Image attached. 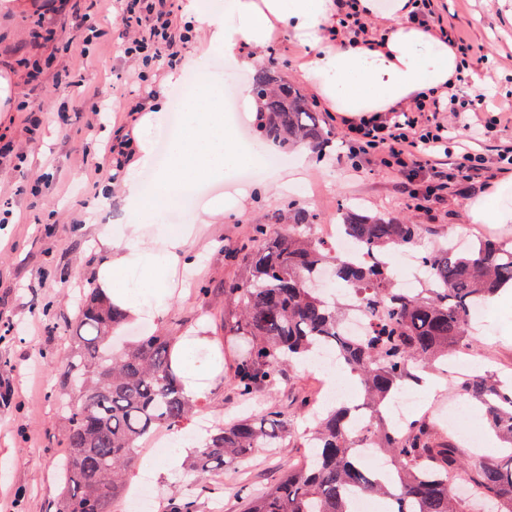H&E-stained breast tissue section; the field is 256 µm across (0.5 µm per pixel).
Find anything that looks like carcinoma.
Returning a JSON list of instances; mask_svg holds the SVG:
<instances>
[{
	"label": "carcinoma",
	"mask_w": 512,
	"mask_h": 512,
	"mask_svg": "<svg viewBox=\"0 0 512 512\" xmlns=\"http://www.w3.org/2000/svg\"><path fill=\"white\" fill-rule=\"evenodd\" d=\"M252 88L262 139L317 153L333 143L323 116L299 86L260 69ZM338 221L372 261L338 256L313 237L319 215L307 209L278 213L254 228L259 245L244 259L246 274L224 286L233 336L244 342L230 381L248 399L279 381L293 361L312 357L323 345L332 348L363 390L370 437L388 453L392 468L382 479L362 464L348 431L349 409L335 406L310 430L305 461L284 471L245 512H350L356 490L397 504L387 512H512V453L465 461L456 442L431 421L396 430L381 411L402 386L422 382L418 366L474 349L469 310L512 285V247L483 239L462 253L448 245L430 251L422 257L429 282L406 293L395 286L386 256L416 244L423 225L409 216L370 215L349 206L339 208ZM325 269L361 296L373 322L369 336L343 334L348 306L314 285L315 274ZM127 321L99 289H89L75 317L79 348L56 363L68 452L56 512H112L138 442L182 429L198 408L172 368L177 337L161 331L131 345L110 344L111 334ZM456 390L479 403L512 446V383L473 374L463 376ZM290 425L273 411L219 425L198 446L192 469L235 468L283 440Z\"/></svg>",
	"instance_id": "cac0c4a2"
}]
</instances>
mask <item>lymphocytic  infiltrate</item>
<instances>
[{
  "instance_id": "obj_1",
  "label": "lymphocytic infiltrate",
  "mask_w": 512,
  "mask_h": 512,
  "mask_svg": "<svg viewBox=\"0 0 512 512\" xmlns=\"http://www.w3.org/2000/svg\"><path fill=\"white\" fill-rule=\"evenodd\" d=\"M120 20L132 32L131 38L118 45L123 56H137L146 63L162 58L171 68L180 65V47L191 36L189 28L176 21L174 0H129L120 11ZM459 104L456 98L444 102L428 96L419 100L415 110L401 112L389 121L344 119L346 154L399 172L401 196L415 201L417 209H430L450 186L472 182L486 170V158L479 152L464 151L450 169L437 158L450 141L443 115L457 111Z\"/></svg>"
}]
</instances>
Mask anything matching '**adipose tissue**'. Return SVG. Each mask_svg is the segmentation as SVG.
I'll return each mask as SVG.
<instances>
[{
	"instance_id": "ef3b65f1",
	"label": "adipose tissue",
	"mask_w": 512,
	"mask_h": 512,
	"mask_svg": "<svg viewBox=\"0 0 512 512\" xmlns=\"http://www.w3.org/2000/svg\"><path fill=\"white\" fill-rule=\"evenodd\" d=\"M407 3L393 0L392 9L382 14L376 0H358L360 14L384 18L388 31L378 38L339 43L330 42L324 34L336 17V0H224L215 13L203 7L201 0H186L183 12L205 31L209 50L231 66H251L244 49L264 48L274 32L298 39L307 47L302 76L311 91L331 111L357 118L408 108L425 94L447 95L456 83L460 56L438 31L401 23ZM168 80L187 85L180 101L182 128L170 135L165 162L155 164L153 134L162 127L169 103L160 95L143 105L137 140L120 186L125 216L98 235L105 259L96 272L97 284L113 306L131 317L163 311L167 276L186 259L192 229L168 223V212L193 186L262 162L256 151L237 140L224 119L223 75L204 72L202 62L189 58ZM145 167L154 171L148 183L139 178ZM469 216L476 224H511L512 179L475 200ZM132 266L137 274L131 278L127 271ZM196 352L193 341L177 346L173 369L186 392L198 397L202 391L196 378L204 373L221 377L224 367L197 365Z\"/></svg>"
}]
</instances>
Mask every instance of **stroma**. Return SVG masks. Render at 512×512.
I'll return each mask as SVG.
<instances>
[{
	"mask_svg": "<svg viewBox=\"0 0 512 512\" xmlns=\"http://www.w3.org/2000/svg\"><path fill=\"white\" fill-rule=\"evenodd\" d=\"M19 10L0 19V76L17 82L19 91L0 107V137L11 141L17 152L26 154L24 163L0 160V195L13 202L11 223H0V512H49L62 492L57 464L64 454L66 423L57 399L58 378L47 364L46 355L64 359L77 345L71 327L79 306L94 287L102 256L97 249L100 226L112 223L124 206L118 189H111L110 204L100 207L96 199L102 182L87 177L90 164L102 158L101 143H120L134 134L136 113L122 112L106 130L91 135L85 128L92 101L59 86L58 75L79 72L96 88H109L112 96L150 99L161 87L166 63L143 68L140 60L123 58L113 44L123 28L118 11L109 0H18ZM436 17L455 28L468 42L482 46L485 63L466 70L465 81L456 83L453 96L475 98L476 80L486 82L488 104L512 96V21L507 13L512 0H433ZM89 13L100 18L101 36L90 55L70 26L72 13ZM48 23L54 35L48 41H33L31 33ZM182 54L203 57L208 71L223 74L233 92L249 86L256 68L265 67L283 79L302 83L300 65L303 47L281 34L258 54L254 66L225 70L221 55L206 51L201 32H194L183 45ZM50 60L41 79L27 76L23 59ZM143 71L146 82L128 85L124 77ZM26 112H18L17 104ZM485 113L466 112L450 118L453 134L464 147L485 154L489 169L474 182L451 187L431 211L417 210L399 193V174L375 165L354 168L340 150L325 155L307 153L296 164V150L271 147L267 153L274 164L260 167L255 179L244 183L225 180L213 184L215 197L244 196L245 216L225 212L222 219L204 225L186 247L193 262L178 266L166 307L149 321H130L120 333L164 330L176 336H201L209 348L223 351L225 365L232 354L224 347V321L229 309L224 304V284L245 272L243 257L254 245L252 228L266 223L276 212L296 206L321 215L323 223L336 221L342 205H361L371 212L401 213L424 224V249L447 241L451 232L466 233L470 241L495 234L512 242V224H475L468 215L470 203L490 194L502 172L500 149L512 147V123L483 136ZM480 371L485 375L512 373V341L477 338ZM320 372L306 365L285 369L275 386L258 390L242 399L229 378L212 382L198 416L185 435L202 441L216 425L249 411H279L290 417L294 432L279 448L256 454L235 470L203 474L189 471L186 458L167 463V449L143 443L140 463L130 475V487H143L151 501L150 512H170L180 487L199 489L196 512H240L247 493L265 489L288 467L302 459V435L309 421L299 413L301 403L312 409L322 406ZM336 381L337 373L325 375ZM164 461V469L151 472L143 459Z\"/></svg>",
	"mask_w": 512,
	"mask_h": 512,
	"instance_id": "obj_1",
	"label": "stroma"
}]
</instances>
